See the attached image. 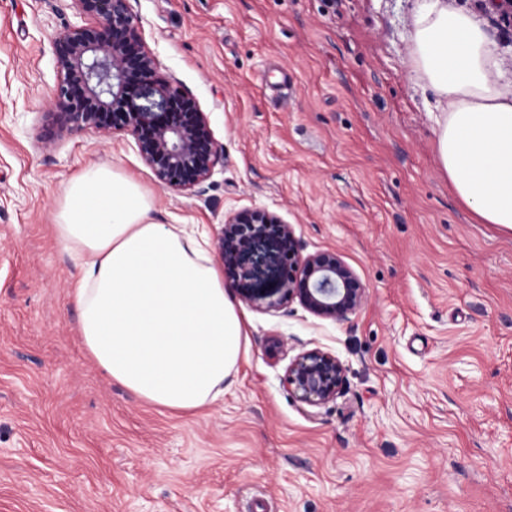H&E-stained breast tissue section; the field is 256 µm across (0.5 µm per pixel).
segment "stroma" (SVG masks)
I'll use <instances>...</instances> for the list:
<instances>
[{
	"label": "stroma",
	"instance_id": "obj_1",
	"mask_svg": "<svg viewBox=\"0 0 512 512\" xmlns=\"http://www.w3.org/2000/svg\"><path fill=\"white\" fill-rule=\"evenodd\" d=\"M475 13L512 79V21ZM422 0H131L164 76L224 156L199 195L160 187L126 139L56 138L57 34L72 0H0V512H512V229L479 223L440 171L432 91L410 73ZM287 77L286 95L273 92ZM108 163L193 219L265 208L368 291L348 320L246 307L248 348L195 413L140 400L87 354L54 215ZM283 347L270 354L273 338ZM346 382L311 407L301 350ZM346 367L330 351L319 347L302 350L288 364V391L310 406H320L339 395L345 383Z\"/></svg>",
	"mask_w": 512,
	"mask_h": 512
}]
</instances>
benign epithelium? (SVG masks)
Segmentation results:
<instances>
[{"mask_svg":"<svg viewBox=\"0 0 512 512\" xmlns=\"http://www.w3.org/2000/svg\"><path fill=\"white\" fill-rule=\"evenodd\" d=\"M72 2L96 23L68 27L54 40L59 136L130 139L160 187L198 192L224 154L198 100L161 75L130 0ZM217 249L227 282L247 303L297 301L316 317L341 322L368 301L366 286L338 253L304 252L293 225L268 210L227 216ZM345 372L336 355L315 347L289 362L285 382L302 402L320 406L342 392Z\"/></svg>","mask_w":512,"mask_h":512,"instance_id":"benign-epithelium-1","label":"benign epithelium"}]
</instances>
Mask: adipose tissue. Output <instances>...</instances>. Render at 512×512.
Here are the masks:
<instances>
[{
	"label": "adipose tissue",
	"instance_id": "obj_1",
	"mask_svg": "<svg viewBox=\"0 0 512 512\" xmlns=\"http://www.w3.org/2000/svg\"><path fill=\"white\" fill-rule=\"evenodd\" d=\"M411 40L412 72L437 97L442 172L478 221L512 228V83L483 21L425 0ZM153 211L136 179L94 164L70 182L54 230L81 264L69 294L90 357L138 398L192 413L237 372L245 321L196 233Z\"/></svg>",
	"mask_w": 512,
	"mask_h": 512
}]
</instances>
